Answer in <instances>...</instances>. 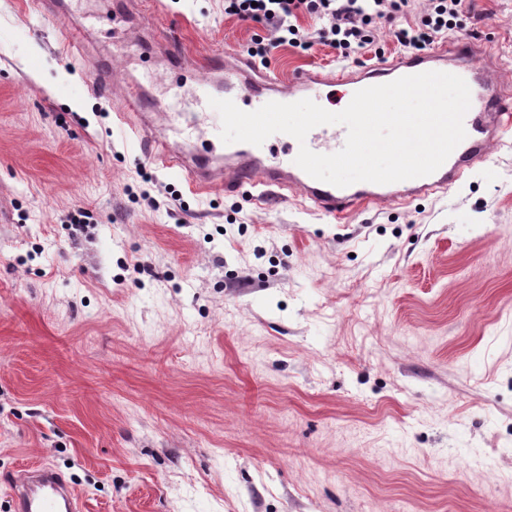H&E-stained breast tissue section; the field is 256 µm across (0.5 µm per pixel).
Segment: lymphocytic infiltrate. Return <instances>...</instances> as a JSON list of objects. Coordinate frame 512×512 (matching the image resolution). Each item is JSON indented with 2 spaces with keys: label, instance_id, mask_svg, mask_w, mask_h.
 <instances>
[{
  "label": "lymphocytic infiltrate",
  "instance_id": "lymphocytic-infiltrate-1",
  "mask_svg": "<svg viewBox=\"0 0 512 512\" xmlns=\"http://www.w3.org/2000/svg\"><path fill=\"white\" fill-rule=\"evenodd\" d=\"M413 5L414 0H224V12L265 23L277 34L274 44L302 49L308 48L310 41L293 20L302 12L314 15L324 23L321 39L345 59L372 44L373 28L383 22L392 24L391 35L400 47L425 49L456 27L465 0H429V7L419 21L394 27V20L411 14ZM271 45L255 40L250 54L266 58Z\"/></svg>",
  "mask_w": 512,
  "mask_h": 512
}]
</instances>
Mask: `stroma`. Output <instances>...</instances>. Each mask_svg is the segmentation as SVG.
Wrapping results in <instances>:
<instances>
[{
    "mask_svg": "<svg viewBox=\"0 0 512 512\" xmlns=\"http://www.w3.org/2000/svg\"><path fill=\"white\" fill-rule=\"evenodd\" d=\"M0 0V512L48 464L84 512H512V146L463 184L337 222L250 188L193 195L143 158L58 39L118 88L163 94V30L191 60L270 27L224 0ZM512 88V0H467ZM388 24L338 58L401 55ZM152 174L144 183L141 172ZM64 42L67 44L70 52L81 55L85 63H89L90 71V89L91 91L104 99L112 98L113 73L112 67H103L90 60L84 52V39L81 32L74 27H64Z\"/></svg>",
    "mask_w": 512,
    "mask_h": 512,
    "instance_id": "35a3bbf8",
    "label": "stroma"
}]
</instances>
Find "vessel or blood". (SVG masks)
I'll list each match as a JSON object with an SVG mask.
<instances>
[{"mask_svg": "<svg viewBox=\"0 0 512 512\" xmlns=\"http://www.w3.org/2000/svg\"><path fill=\"white\" fill-rule=\"evenodd\" d=\"M476 43L458 42L423 54H404L392 61L358 71L336 75L304 69L289 80L263 75L249 62L231 55L213 54L200 66L197 98L230 99L242 110L254 111L277 101L295 102L297 97L321 101L325 87L351 85L363 89L394 81L406 75L426 71L448 72L462 77L468 84L471 105L464 118L465 139L434 173L415 179L375 184L358 182L336 187L309 176L298 167L295 158L300 146L320 154L339 151L347 132L332 125L313 128L305 141L277 133L262 145L223 143L219 133L218 113L173 112L161 100L148 98L140 86H127L116 116L129 126L141 152L152 162L183 177L195 194L221 191L227 194L251 187L256 202L285 199L295 191L315 211L340 221L354 211L385 200L407 201L448 190L483 165L492 146L512 136V93L505 91L495 62L477 63ZM90 89L104 99H111V68L93 63L89 66ZM207 121L211 148L199 150L185 138L187 129ZM287 142L288 158L271 161L268 154L274 143ZM11 512H81L78 495L58 470L37 466L13 475L8 483Z\"/></svg>", "mask_w": 512, "mask_h": 512, "instance_id": "obj_1", "label": "vessel or blood"}]
</instances>
